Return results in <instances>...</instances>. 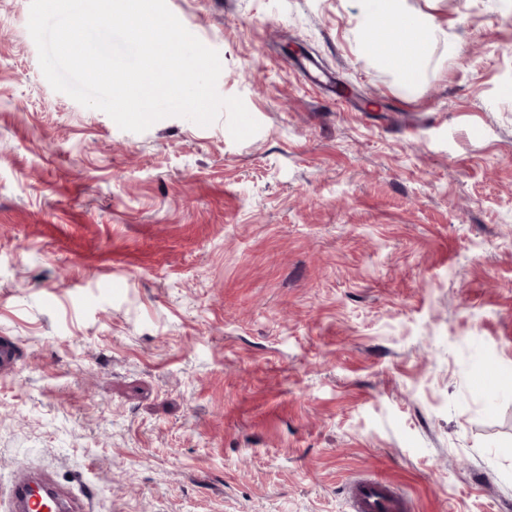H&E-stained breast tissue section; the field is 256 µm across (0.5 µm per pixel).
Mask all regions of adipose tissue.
<instances>
[{
  "mask_svg": "<svg viewBox=\"0 0 512 512\" xmlns=\"http://www.w3.org/2000/svg\"><path fill=\"white\" fill-rule=\"evenodd\" d=\"M365 2V22L373 36L361 45V53L385 63L405 85H413L437 34L433 21L407 10L404 0Z\"/></svg>",
  "mask_w": 512,
  "mask_h": 512,
  "instance_id": "1",
  "label": "adipose tissue"
}]
</instances>
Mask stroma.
Wrapping results in <instances>:
<instances>
[{
  "mask_svg": "<svg viewBox=\"0 0 512 512\" xmlns=\"http://www.w3.org/2000/svg\"><path fill=\"white\" fill-rule=\"evenodd\" d=\"M226 117L141 133L55 91L0 0V495L85 512H512V0H406L413 87L361 0H167ZM333 74L334 85L312 77ZM362 1L365 22L374 36L360 46V52L385 63L407 87L412 86L438 32L433 21L407 10L404 0ZM21 357L22 350L15 340L10 336H0V375L13 374ZM12 483L7 508L8 512H44L37 508L36 497L38 492L48 490L52 495V501L56 503L60 495L66 496L74 510H82L72 505V500L63 492L51 485L41 474L24 466H19ZM351 512H408V503L393 485L383 478L356 484L351 491Z\"/></svg>",
  "mask_w": 512,
  "mask_h": 512,
  "instance_id": "stroma-1",
  "label": "stroma"
}]
</instances>
